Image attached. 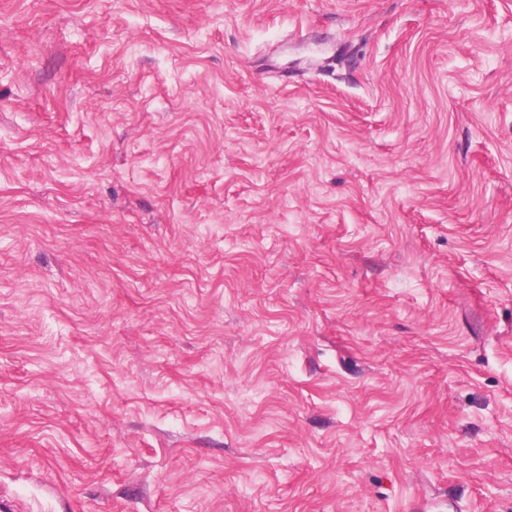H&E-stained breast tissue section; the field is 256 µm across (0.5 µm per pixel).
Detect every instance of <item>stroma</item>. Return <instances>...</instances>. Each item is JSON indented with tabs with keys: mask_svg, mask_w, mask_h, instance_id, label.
I'll use <instances>...</instances> for the list:
<instances>
[{
	"mask_svg": "<svg viewBox=\"0 0 512 512\" xmlns=\"http://www.w3.org/2000/svg\"><path fill=\"white\" fill-rule=\"evenodd\" d=\"M0 498L512 512V0H0Z\"/></svg>",
	"mask_w": 512,
	"mask_h": 512,
	"instance_id": "35a3bbf8",
	"label": "stroma"
}]
</instances>
